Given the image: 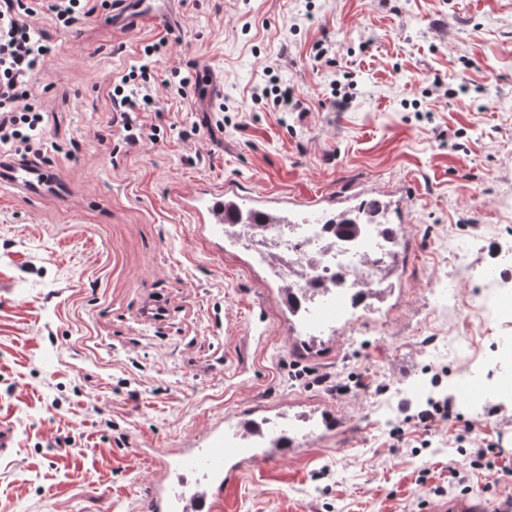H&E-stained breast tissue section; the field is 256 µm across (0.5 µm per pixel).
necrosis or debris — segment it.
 I'll list each match as a JSON object with an SVG mask.
<instances>
[{
  "mask_svg": "<svg viewBox=\"0 0 512 512\" xmlns=\"http://www.w3.org/2000/svg\"><path fill=\"white\" fill-rule=\"evenodd\" d=\"M252 236L260 259L269 263L285 292L298 298L339 295L355 309L384 292L381 269L399 240L388 225L372 222L349 238L319 223L261 224Z\"/></svg>",
  "mask_w": 512,
  "mask_h": 512,
  "instance_id": "1",
  "label": "necrosis or debris"
}]
</instances>
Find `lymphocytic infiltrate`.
Listing matches in <instances>:
<instances>
[{
	"instance_id": "f902f5d3",
	"label": "lymphocytic infiltrate",
	"mask_w": 512,
	"mask_h": 512,
	"mask_svg": "<svg viewBox=\"0 0 512 512\" xmlns=\"http://www.w3.org/2000/svg\"><path fill=\"white\" fill-rule=\"evenodd\" d=\"M88 0H0V145L26 158L30 143L43 131V114L30 101L29 78L43 69L50 52L34 22L47 16L58 29H71L91 14ZM162 43L145 45L140 57L111 83L112 107L128 144L147 136L140 116L157 104L154 65Z\"/></svg>"
}]
</instances>
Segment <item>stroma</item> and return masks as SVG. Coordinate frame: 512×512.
Returning <instances> with one entry per match:
<instances>
[{"instance_id": "1", "label": "stroma", "mask_w": 512, "mask_h": 512, "mask_svg": "<svg viewBox=\"0 0 512 512\" xmlns=\"http://www.w3.org/2000/svg\"><path fill=\"white\" fill-rule=\"evenodd\" d=\"M89 5L70 31L39 20L51 53L30 81L36 160L66 195L0 191V420L13 430L0 512H148L162 463L208 447L212 429L258 417L281 431L327 408L340 429L251 466L220 512L512 496V310L476 313L486 269L512 266V0H171L169 22L144 28ZM161 40L158 79L192 62L204 80L159 89L162 111L143 116L157 140L129 147L110 80ZM272 78L298 110L260 97ZM226 185L300 215L393 202L403 240L386 299L301 329L267 267L205 223L202 192ZM158 300L160 321L147 314ZM430 333L475 349H421ZM299 365L377 388L338 397L296 380ZM465 378L485 389L477 404L459 394ZM431 396L455 414L427 432L416 415ZM473 440L496 457L470 467Z\"/></svg>"}]
</instances>
